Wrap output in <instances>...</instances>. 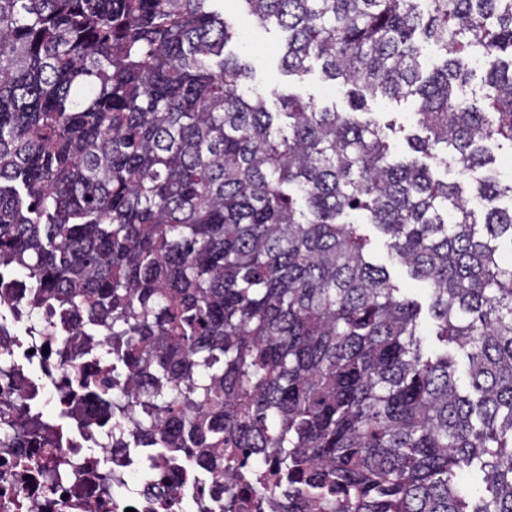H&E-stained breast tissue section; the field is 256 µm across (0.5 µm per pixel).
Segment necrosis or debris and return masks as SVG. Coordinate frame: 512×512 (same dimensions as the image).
<instances>
[{"label":"necrosis or debris","instance_id":"obj_1","mask_svg":"<svg viewBox=\"0 0 512 512\" xmlns=\"http://www.w3.org/2000/svg\"><path fill=\"white\" fill-rule=\"evenodd\" d=\"M26 292L16 276L0 271V401L24 398L28 406L67 399L72 428L52 448L16 437L0 450V512H224L228 473H217L179 448L158 452L130 427L93 409L79 384L63 388L69 365L95 371L92 359L104 339L76 319L52 325L24 310ZM79 459L89 482L78 491L69 470L44 482L43 459ZM152 472L144 480V472Z\"/></svg>","mask_w":512,"mask_h":512}]
</instances>
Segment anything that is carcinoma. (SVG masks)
<instances>
[{"label":"carcinoma","mask_w":512,"mask_h":512,"mask_svg":"<svg viewBox=\"0 0 512 512\" xmlns=\"http://www.w3.org/2000/svg\"><path fill=\"white\" fill-rule=\"evenodd\" d=\"M350 111L250 86L224 0H0V266L106 336L89 395L213 471L258 456L267 512H512V0H237ZM444 51L428 66L424 48ZM479 57L483 105L459 96ZM416 106L391 156L367 98ZM453 159L483 202L478 222ZM428 287L373 263L357 221ZM454 343L471 391L455 381ZM145 377L132 398L123 382ZM48 446L61 425L18 424ZM480 475L468 507L456 481ZM491 154L495 158V163L491 166L494 173L504 182L512 179V151L507 147H498L497 142L487 143ZM364 232L370 237V244L367 246L368 252L374 263L385 265L390 273L391 280L401 291L407 294L410 298L416 300L421 305L420 320L425 326L426 336L424 344L429 349H438L440 347L436 336H431L433 332V324L428 313V292L427 287L411 278L407 269L404 266L395 264L390 261L387 249L384 245V238L379 234L376 229L370 225H363Z\"/></svg>","instance_id":"cac0c4a2"}]
</instances>
